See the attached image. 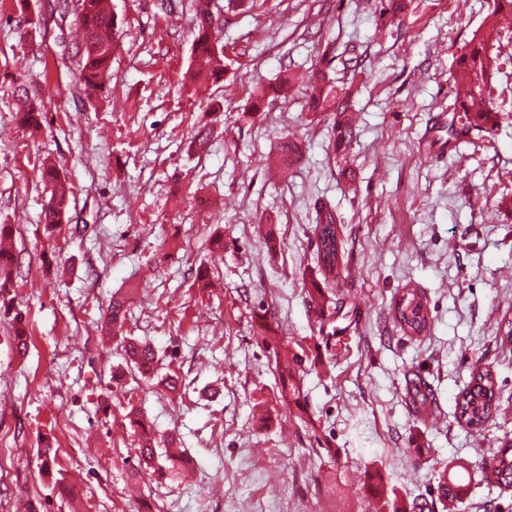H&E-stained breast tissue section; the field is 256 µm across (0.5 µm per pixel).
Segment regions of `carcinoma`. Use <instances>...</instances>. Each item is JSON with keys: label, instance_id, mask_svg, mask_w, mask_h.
Masks as SVG:
<instances>
[{"label": "carcinoma", "instance_id": "obj_1", "mask_svg": "<svg viewBox=\"0 0 512 512\" xmlns=\"http://www.w3.org/2000/svg\"><path fill=\"white\" fill-rule=\"evenodd\" d=\"M210 6L211 0H198L196 5L193 17L196 31L192 48L193 60L183 76L187 85L195 83L203 74L209 73L215 80L224 74V47L212 42L209 35V28L213 23ZM406 8L405 0H380L379 19L384 26L391 29L400 24V15ZM502 12L503 7L499 3L484 18L481 26L475 31V36L478 37L477 45L461 53L457 67L452 73L453 90L458 103L456 111L463 114L462 129L467 132L483 130L494 113L491 96L486 94V91L489 79L498 69V56L487 52V44L501 42L503 26L500 25L499 16ZM76 21L82 31V43L76 47L78 79L84 90L94 92L101 89L110 77L112 56L119 49V41L116 39L118 19L109 0H78ZM305 84L310 90L309 110L316 114L330 112L335 115V148L346 150L352 135L349 116L351 105L348 101L350 88L327 84L325 75L319 71L307 77ZM13 97L20 124L33 131L38 130L43 112L41 106L29 94L27 85L23 82L17 84ZM43 180L50 193L43 219L45 230L52 234L60 229L61 224L70 221L68 205L72 190L70 184L60 176L52 164L43 165ZM316 220L317 266L321 275H333L343 259L335 214L320 206ZM14 263L13 253L0 251V292L3 294L9 288ZM126 320V300L121 297L112 299L106 318L108 330L118 333ZM395 320L402 330L411 335L420 336L427 329L428 312L416 290L408 289L403 294L395 308ZM122 342L129 372L144 378L153 374L158 366V354L154 346L146 340L127 336L122 337ZM276 365L282 366V394L300 399V388L295 382L294 367L287 361H278ZM413 386L419 409L430 417L435 416L425 382L421 379L415 380ZM497 406L494 372L487 367H475L469 385L456 398L459 420L465 422L467 427L479 430L496 412ZM128 420L140 430L138 447L134 448L138 465L147 466L161 457H168V450L158 447L147 422L136 407L133 406L129 410ZM478 468L486 478L506 488L512 487L511 449H499L482 460ZM439 487L443 491V496L453 502L460 503L467 495V484L456 477L441 478Z\"/></svg>", "mask_w": 512, "mask_h": 512}]
</instances>
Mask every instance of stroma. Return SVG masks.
Masks as SVG:
<instances>
[{
  "instance_id": "obj_1",
  "label": "stroma",
  "mask_w": 512,
  "mask_h": 512,
  "mask_svg": "<svg viewBox=\"0 0 512 512\" xmlns=\"http://www.w3.org/2000/svg\"><path fill=\"white\" fill-rule=\"evenodd\" d=\"M57 3L0 0V224L13 227L9 294L30 336L16 357L0 311L5 512H368L374 470L408 512H449L438 481L450 464L469 470L464 512H512V488L477 470L512 446V345L497 334L512 319V40L499 48L489 130L448 133L451 72L493 0H410L390 31L377 0L249 10L218 0L226 70L200 93L179 83L195 0L171 16L161 0H112L123 49L96 93L78 81L75 14ZM349 48L360 76L346 67ZM286 69L351 84L346 152L333 149V114L313 116L305 95H271L252 111L254 88ZM21 81L43 111L33 135L16 117ZM202 124L212 136L196 153ZM287 138L304 153L289 168ZM47 160L74 187L72 220L52 236L41 221ZM321 204L335 210L345 249L326 289L329 319L306 293L319 277ZM202 270L210 287L195 282ZM409 288L429 314L419 336L392 317ZM123 295L125 335L150 340L178 391L132 378L119 340L103 339ZM282 341L303 358L296 402L279 392ZM479 364L499 391L477 434L455 400ZM418 377L434 417L417 409ZM132 406L194 459L192 477L133 481ZM47 436L56 456L46 467Z\"/></svg>"
}]
</instances>
